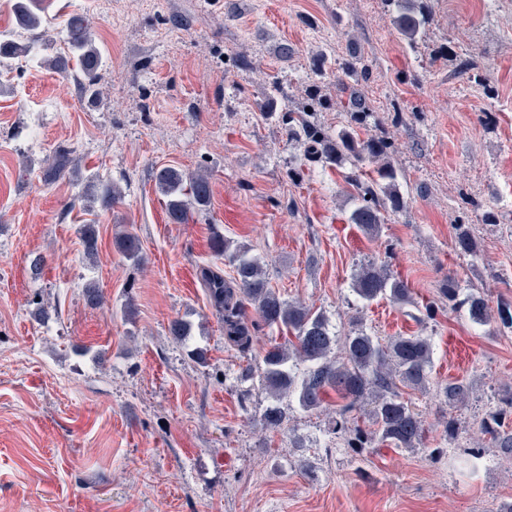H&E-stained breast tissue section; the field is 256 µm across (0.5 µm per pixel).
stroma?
I'll use <instances>...</instances> for the list:
<instances>
[{"mask_svg": "<svg viewBox=\"0 0 512 512\" xmlns=\"http://www.w3.org/2000/svg\"><path fill=\"white\" fill-rule=\"evenodd\" d=\"M427 3L432 21L412 48L386 0H43L54 33L74 17L92 27L109 74L92 103L75 79L36 63L0 71V512H499L512 502V460L495 448L474 465L468 456L478 420L512 391V329L448 307L422 318L450 277L489 306L512 300V0ZM474 49L475 83L459 73ZM352 58L368 78L343 74ZM340 79L403 173L408 209L375 238L348 220L343 169L308 162L282 119L316 85L328 100L321 122L346 123ZM60 145L73 162L45 183ZM164 166L209 175L203 216L169 222L153 179ZM99 180L122 190L112 207L90 197ZM83 224L98 232L92 260ZM459 224L476 256L458 251ZM214 226L337 334L358 313L374 336H428L433 382L471 388L456 437L435 389L402 391L425 422L412 451L378 444L353 456L331 407L293 402L278 429H263L269 398L257 387L242 401L238 376L280 335L261 329L247 356L225 341L197 278ZM128 233L137 266L114 247ZM371 259L391 261L413 304L360 308L351 280ZM90 281L104 296L96 308L83 297ZM39 305L48 319L31 317ZM175 320L190 336L171 335Z\"/></svg>", "mask_w": 512, "mask_h": 512, "instance_id": "obj_1", "label": "stroma"}]
</instances>
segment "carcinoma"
Instances as JSON below:
<instances>
[{"instance_id":"cac0c4a2","label":"carcinoma","mask_w":512,"mask_h":512,"mask_svg":"<svg viewBox=\"0 0 512 512\" xmlns=\"http://www.w3.org/2000/svg\"><path fill=\"white\" fill-rule=\"evenodd\" d=\"M387 2L395 8L393 24L397 32L408 44H415L431 20L424 0ZM10 4L17 30L0 34V70L12 67L19 59L30 58L66 75L72 62L82 76L84 94L92 101L97 100L108 63L92 28L79 17L72 19L62 36L65 55L53 54L55 38L48 35L50 20L37 8L36 0H10ZM337 92L349 94V125L334 130L312 120L311 111L322 102L317 94L311 93L301 105L288 110V136L308 146L307 160L349 169L347 183L357 199L349 220L365 234L377 236L389 216L407 210V198L400 190V171L387 138L360 136L372 113L352 109L357 104V95L348 91L345 83H337ZM72 153L65 146L53 151L46 181L51 183L65 175ZM154 181L157 191L167 198V215L173 224L184 223L190 212L203 211L210 203L211 184L206 174L188 175L178 168L164 167L155 172ZM455 229L460 249L475 254L477 243L471 238L468 225L457 224ZM79 234L85 254L94 255L98 235L93 225H82ZM117 248L133 264L143 261L134 235L121 238ZM209 248L233 269V274L227 277L217 265L199 271V280L224 328L227 342L246 354L263 326L288 335V344L271 346L260 364L261 386L271 399L261 415L265 428L277 429L283 423L282 400L293 399L301 409L315 411L334 392L338 398L336 432L345 436V445L353 454L360 455L375 443L411 450L422 442V420L404 400L400 388L424 390L429 385L432 350L428 337L395 336L382 343L355 316L350 331L340 340L322 311L282 298L270 286L261 261L248 255L245 246L215 231ZM352 291L367 305L379 299L400 305L412 303L408 283L384 261L369 260L357 265ZM440 293L449 308L466 312L473 323L485 325L490 321L488 304L477 289L465 290L455 279L448 278ZM339 344L343 356L334 357L332 352ZM439 396L448 407L446 429L452 436L457 428L455 412L468 402L470 389L463 382H449L440 387ZM479 429L492 447L512 458V394L505 396L498 408L486 413Z\"/></svg>"}]
</instances>
